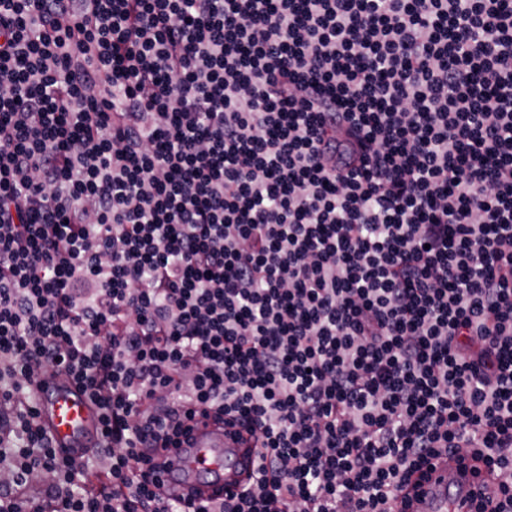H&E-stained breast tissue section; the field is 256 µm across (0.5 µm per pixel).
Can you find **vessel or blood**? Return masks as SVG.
Instances as JSON below:
<instances>
[{"instance_id":"b4317fda","label":"vessel or blood","mask_w":512,"mask_h":512,"mask_svg":"<svg viewBox=\"0 0 512 512\" xmlns=\"http://www.w3.org/2000/svg\"><path fill=\"white\" fill-rule=\"evenodd\" d=\"M39 423L53 446L75 461L100 447L97 409L70 380L51 373L41 376L34 388ZM181 478L171 487L172 498L215 506L239 494L256 468V449L234 442L211 419L198 417L191 445L169 451ZM493 484L486 469L462 472L456 459L435 461L431 479L416 498L396 494L388 512H475Z\"/></svg>"}]
</instances>
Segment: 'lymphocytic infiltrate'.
I'll return each instance as SVG.
<instances>
[{
	"instance_id": "lymphocytic-infiltrate-1",
	"label": "lymphocytic infiltrate",
	"mask_w": 512,
	"mask_h": 512,
	"mask_svg": "<svg viewBox=\"0 0 512 512\" xmlns=\"http://www.w3.org/2000/svg\"><path fill=\"white\" fill-rule=\"evenodd\" d=\"M99 410L62 458L30 388ZM386 512L425 461L512 512V0H0V512ZM196 421L191 447L170 448L168 453L181 472V479L171 485V498L215 506L249 484L257 449L248 448L253 441L235 443L210 418L199 415Z\"/></svg>"
}]
</instances>
